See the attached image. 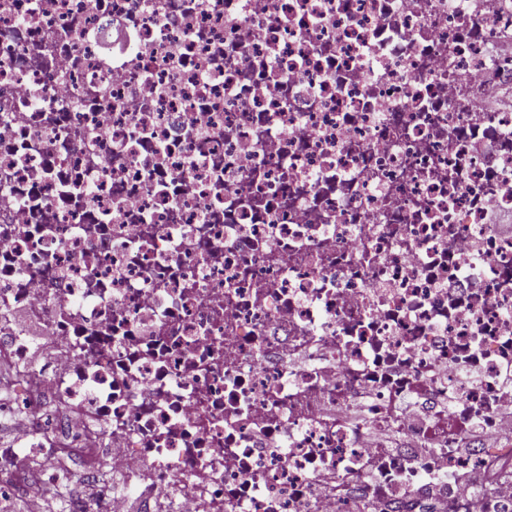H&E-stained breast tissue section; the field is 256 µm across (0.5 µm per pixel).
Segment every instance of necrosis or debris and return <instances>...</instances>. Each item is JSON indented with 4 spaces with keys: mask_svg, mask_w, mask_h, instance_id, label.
I'll use <instances>...</instances> for the list:
<instances>
[{
    "mask_svg": "<svg viewBox=\"0 0 512 512\" xmlns=\"http://www.w3.org/2000/svg\"><path fill=\"white\" fill-rule=\"evenodd\" d=\"M505 88L512 0H0V498L512 512Z\"/></svg>",
    "mask_w": 512,
    "mask_h": 512,
    "instance_id": "4bbe7bcc",
    "label": "necrosis or debris"
}]
</instances>
